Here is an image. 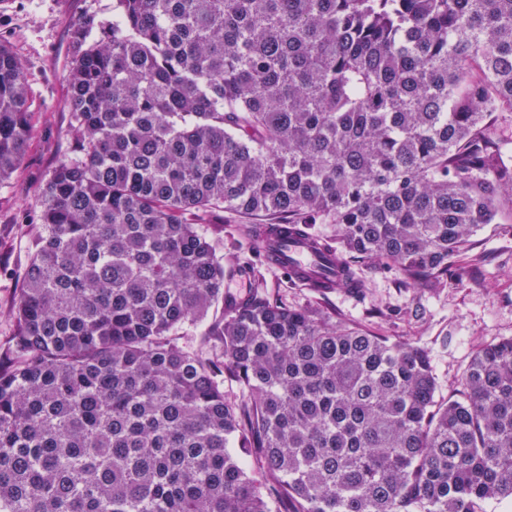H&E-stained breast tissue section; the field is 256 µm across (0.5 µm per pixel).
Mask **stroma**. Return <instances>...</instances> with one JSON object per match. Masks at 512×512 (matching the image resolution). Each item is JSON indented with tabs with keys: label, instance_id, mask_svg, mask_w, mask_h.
Listing matches in <instances>:
<instances>
[{
	"label": "stroma",
	"instance_id": "obj_1",
	"mask_svg": "<svg viewBox=\"0 0 512 512\" xmlns=\"http://www.w3.org/2000/svg\"><path fill=\"white\" fill-rule=\"evenodd\" d=\"M112 13V0H0V42L10 46L28 79L31 126L16 172L0 182V347L15 331L13 309L31 245L41 232L40 186L75 150L66 70L71 25L82 16ZM234 212L208 218L201 230L223 262L254 266L257 275H225L232 297L262 286L291 306L317 304L357 323L428 350L441 396L456 389L471 354L483 345L512 337V218L485 225L475 236L481 261L474 271L434 288H405L389 268H366L363 295L344 288L318 296L294 284L265 261Z\"/></svg>",
	"mask_w": 512,
	"mask_h": 512
}]
</instances>
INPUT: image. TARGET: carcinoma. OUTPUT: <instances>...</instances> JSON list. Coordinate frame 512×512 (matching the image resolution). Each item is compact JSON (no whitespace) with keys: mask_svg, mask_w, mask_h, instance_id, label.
I'll use <instances>...</instances> for the list:
<instances>
[{"mask_svg":"<svg viewBox=\"0 0 512 512\" xmlns=\"http://www.w3.org/2000/svg\"><path fill=\"white\" fill-rule=\"evenodd\" d=\"M74 157L0 351V512H485L512 497V338L428 352L262 289L198 229L262 216L435 287L512 213V0H113L72 25ZM30 127L0 42V181ZM336 225V237L311 232ZM331 290L325 277L299 279ZM222 317V356L176 332ZM235 382L240 397L224 395Z\"/></svg>","mask_w":512,"mask_h":512,"instance_id":"obj_1","label":"carcinoma"}]
</instances>
